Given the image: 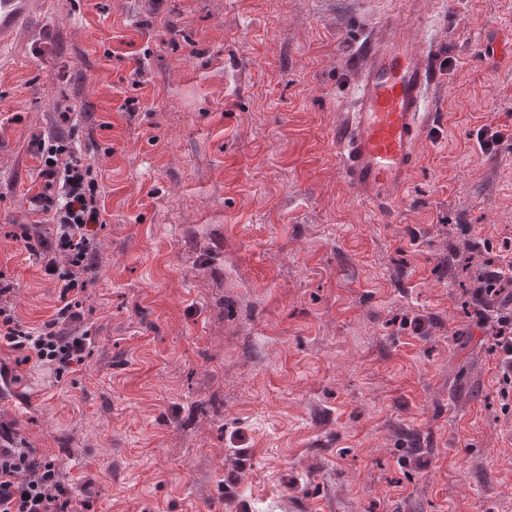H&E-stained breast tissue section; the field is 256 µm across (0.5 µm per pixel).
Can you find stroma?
Returning a JSON list of instances; mask_svg holds the SVG:
<instances>
[{
    "mask_svg": "<svg viewBox=\"0 0 512 512\" xmlns=\"http://www.w3.org/2000/svg\"><path fill=\"white\" fill-rule=\"evenodd\" d=\"M437 79L388 215L339 165L355 57L382 19ZM512 0H47L0 50V304L60 286L22 233L90 172L102 226L63 373L0 345L83 512H512V396L487 259L512 246ZM505 132L492 152L483 127Z\"/></svg>",
    "mask_w": 512,
    "mask_h": 512,
    "instance_id": "35a3bbf8",
    "label": "stroma"
}]
</instances>
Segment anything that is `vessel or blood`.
<instances>
[{
  "label": "vessel or blood",
  "mask_w": 512,
  "mask_h": 512,
  "mask_svg": "<svg viewBox=\"0 0 512 512\" xmlns=\"http://www.w3.org/2000/svg\"><path fill=\"white\" fill-rule=\"evenodd\" d=\"M44 6L45 0H0V48ZM357 82L353 107L336 131L340 167L356 197L381 211L416 166L429 127L424 105L433 70L385 22L361 47Z\"/></svg>",
  "instance_id": "b4317fda"
}]
</instances>
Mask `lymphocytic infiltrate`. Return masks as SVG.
<instances>
[{"label":"lymphocytic infiltrate","instance_id":"1","mask_svg":"<svg viewBox=\"0 0 512 512\" xmlns=\"http://www.w3.org/2000/svg\"><path fill=\"white\" fill-rule=\"evenodd\" d=\"M40 175L48 181H61L64 187L60 197L38 194L31 199L39 211L53 216L51 234L38 237L32 249L45 259L47 274L58 277L62 305L56 318L36 332L22 329L14 311L0 306V341L61 371L81 363L90 345L88 333L72 328L80 315L71 296L82 287L80 275L95 268L100 213L77 156L63 160L48 154ZM482 283L483 294L497 297L509 309L508 314L497 315L496 334L504 354V375L512 382V263H494ZM77 507L60 463L19 446L10 431L0 427V512H76Z\"/></svg>","mask_w":512,"mask_h":512}]
</instances>
